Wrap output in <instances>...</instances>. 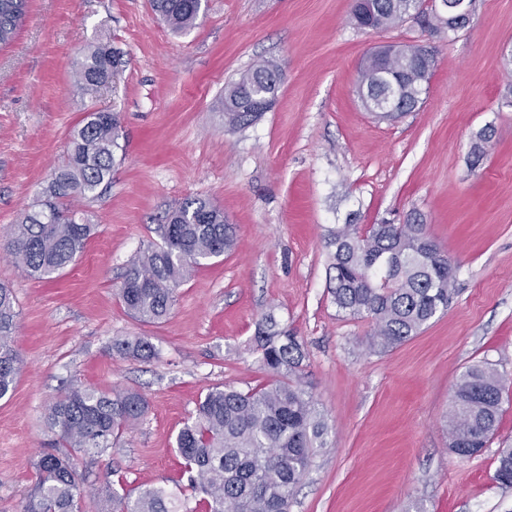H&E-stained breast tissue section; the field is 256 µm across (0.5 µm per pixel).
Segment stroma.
<instances>
[{"mask_svg": "<svg viewBox=\"0 0 512 512\" xmlns=\"http://www.w3.org/2000/svg\"><path fill=\"white\" fill-rule=\"evenodd\" d=\"M351 0H207L196 26L173 34L150 0H29L0 49V236L51 178L85 108L119 113L125 158L84 202L96 226L54 280L18 271L0 249V285L15 301L22 368L0 400V512H20L35 481L46 407L70 383L134 389L145 416L111 453L81 456L88 484L138 490L182 477L175 438L214 386L265 384L255 328L268 312L305 345L304 372L333 428L316 449L290 512H512L493 479L512 441V390L481 453L449 446L446 413L469 365L512 379V0H478L458 32L406 21L384 32L349 22ZM108 36L125 61L94 98L74 83L86 47ZM431 42L426 98L399 122L375 120L357 93L371 47ZM261 60L283 82L271 109L224 126V88ZM494 134L477 167V133ZM206 197L237 227V245L197 270L155 324L118 295L130 257L158 241L169 209ZM421 213L459 263L457 292L404 344L371 352L366 318L340 313L329 290L336 225L403 224ZM144 336L156 355L121 356L114 340Z\"/></svg>", "mask_w": 512, "mask_h": 512, "instance_id": "obj_1", "label": "stroma"}]
</instances>
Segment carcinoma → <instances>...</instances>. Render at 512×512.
<instances>
[{
    "mask_svg": "<svg viewBox=\"0 0 512 512\" xmlns=\"http://www.w3.org/2000/svg\"><path fill=\"white\" fill-rule=\"evenodd\" d=\"M154 13L175 33L196 25L203 0H151ZM28 0H0V48L9 45L27 16ZM417 14L410 16V10ZM414 18L439 27L422 9V0H369L351 7L350 24L381 32ZM416 46L386 63L368 57L357 82L358 97L387 102L380 121L395 123L418 106L416 94L428 75L414 62ZM123 55L110 38L96 39L75 68L82 96L92 98L115 79ZM282 71L269 60L255 63L224 87V125L238 128L256 116L252 98L273 101ZM492 137L486 127L471 147V165ZM121 120L116 112L90 108L69 135L62 162L41 195L21 220L6 231L5 249L28 275L52 279L75 261L95 225L79 216L76 204L98 197L123 150ZM161 243L135 254L123 274L119 297L129 315L156 323L168 314L177 289L198 268L232 251L236 225L201 197L187 199L168 212L159 225ZM329 283L337 309L369 318L368 347L393 349L417 335L455 295L459 266L426 232L421 217L405 224H338L328 238ZM17 312L12 291L0 286V399L8 396L20 372L14 344ZM255 341L272 382L247 392L231 386L209 389L192 421L176 436L185 483L174 488H146L132 496L106 481L89 492L105 504V512H289L297 484L307 470L312 450L323 447L332 428L304 380L305 350L298 337L280 327L272 314L256 325ZM120 355L151 358L155 347L145 337L117 340ZM507 379L487 364H473L459 375L448 407L452 451L470 457L486 447L497 429ZM148 405L136 390L103 391L72 384L44 412L52 435L49 447L32 461L36 480L21 502V512H81L86 479L75 460L110 450L126 427L143 417ZM494 480L512 488V446L498 450ZM200 494L189 506L185 491Z\"/></svg>",
    "mask_w": 512,
    "mask_h": 512,
    "instance_id": "carcinoma-1",
    "label": "carcinoma"
}]
</instances>
